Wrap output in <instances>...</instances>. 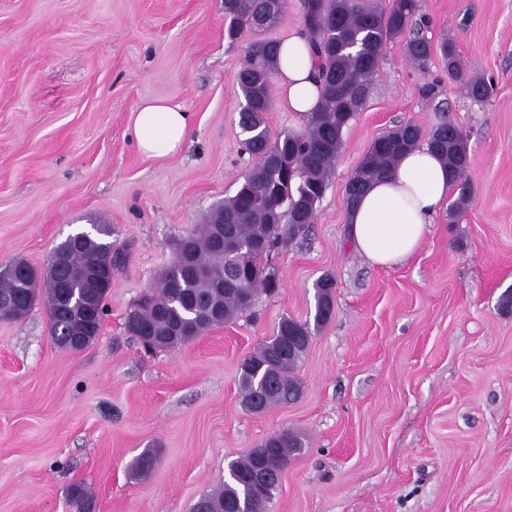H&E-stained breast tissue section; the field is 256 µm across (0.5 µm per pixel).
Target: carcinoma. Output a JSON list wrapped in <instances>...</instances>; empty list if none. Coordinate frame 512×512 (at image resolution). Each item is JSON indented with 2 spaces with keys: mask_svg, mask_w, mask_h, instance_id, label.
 <instances>
[{
  "mask_svg": "<svg viewBox=\"0 0 512 512\" xmlns=\"http://www.w3.org/2000/svg\"><path fill=\"white\" fill-rule=\"evenodd\" d=\"M285 4L286 0H224L228 39L235 42L247 32L274 26ZM303 8L302 31L319 62V104L301 131L272 135L266 114L272 108L280 41L263 39L249 46L247 64L237 75L243 99L238 126L254 164L234 195L173 241L170 264L157 283L145 289L143 302L131 306L125 330L143 348L155 352L186 344L248 313L262 295L278 289L264 259L313 223L316 204L343 149L344 129L367 104L386 43L404 41L406 59L420 70L441 57L448 77L461 82L475 99L485 101L494 94L493 81L468 74L451 40L434 46L415 32L418 0H391L387 6L379 0H306ZM421 140V129L411 122L374 138L348 180L347 204L353 205L370 183L388 174L400 155ZM426 144L445 161L457 188L458 197L448 209V223L455 224L472 194L466 135L456 125L441 122L430 131ZM92 229L94 238L76 235L65 267L41 272L14 260L16 274L0 279V298L16 308L31 291L49 303L66 297L68 305L48 312L51 336L60 344L80 332L85 317H99L100 304L109 295L107 284L89 280L98 255H112L114 269L123 261L112 243V227L96 224ZM334 288L331 275L319 277L314 283L313 321L281 318L272 335L243 360L239 384L248 412L259 415L300 397L294 371L312 332L333 317ZM301 448V437L288 429L264 438L247 455L230 462V478L221 488L203 494L193 512H267L280 480L272 478L258 486L259 470L266 461L288 465ZM155 461L153 450L143 451L129 476L147 475Z\"/></svg>",
  "mask_w": 512,
  "mask_h": 512,
  "instance_id": "carcinoma-1",
  "label": "carcinoma"
}]
</instances>
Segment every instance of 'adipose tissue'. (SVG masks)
Masks as SVG:
<instances>
[{
	"mask_svg": "<svg viewBox=\"0 0 512 512\" xmlns=\"http://www.w3.org/2000/svg\"><path fill=\"white\" fill-rule=\"evenodd\" d=\"M314 69L315 57L305 36L296 34L282 41L276 76L279 96L288 111L302 118L320 100ZM188 129V112L170 100L144 102L134 115L133 133L147 155L179 152ZM453 187L446 163L428 147H416L349 208L348 235L371 264L399 265L424 241Z\"/></svg>",
	"mask_w": 512,
	"mask_h": 512,
	"instance_id": "adipose-tissue-1",
	"label": "adipose tissue"
}]
</instances>
